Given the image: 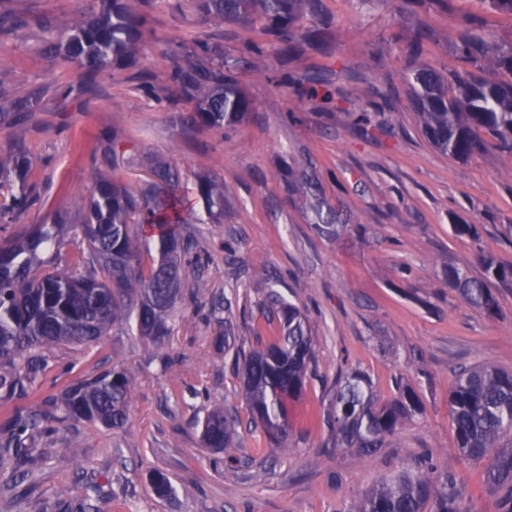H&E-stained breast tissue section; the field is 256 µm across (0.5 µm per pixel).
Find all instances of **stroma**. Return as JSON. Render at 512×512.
<instances>
[{
  "label": "stroma",
  "instance_id": "obj_1",
  "mask_svg": "<svg viewBox=\"0 0 512 512\" xmlns=\"http://www.w3.org/2000/svg\"><path fill=\"white\" fill-rule=\"evenodd\" d=\"M177 3L153 0L149 19L157 34L190 40L224 33ZM323 8L332 21L330 49L289 60L287 68H343L347 77L317 98H301L276 83L273 58L251 59L239 80L258 110L226 134L182 127L185 104L140 89L137 73L160 81L170 66L153 45L101 77L98 93L0 127V155L25 142L38 196L18 224H0V239L49 213L79 221L94 163L118 133L125 139L118 160L132 187L150 181L153 157L178 172L191 206L183 232L201 257L186 282L207 285L204 296L183 297L161 343L123 323L100 344L49 352L33 394L16 397L14 406L121 365L133 375L128 421L118 430L82 420L57 426L32 474L0 468V512H34L42 492L60 487L69 490L68 512L89 505L95 512H348L425 452L455 477L469 512H499L482 485V467L455 450L448 393L462 369L512 371V290L496 289L498 310L487 315L445 285L442 266L479 273L481 252L512 266V158L489 152L458 162L432 148L402 79L411 60L389 42L395 34L409 39L415 22L426 23L435 37L420 63L443 73L458 69L455 44L478 4L449 0L443 10L433 0H323ZM43 37L38 28L22 30L0 55L20 74L16 93L73 78L39 53ZM385 95L395 105L381 115L390 134L360 139L353 113ZM305 163L349 226L340 238L319 235L309 203L284 190L282 173ZM202 175L228 188L221 222L202 219ZM458 219L477 225L479 239L455 235ZM273 291L306 316L315 349L303 391L289 406V453L251 424L233 357L216 342L227 319L242 349L269 339L260 306ZM354 370L369 376L378 397L407 385L422 405L421 415L371 456L337 447L327 425L338 382ZM217 402L241 420L227 455L202 443V422ZM156 472L171 483L166 497L153 488Z\"/></svg>",
  "mask_w": 512,
  "mask_h": 512
}]
</instances>
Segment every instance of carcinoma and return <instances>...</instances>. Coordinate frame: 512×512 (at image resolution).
I'll list each match as a JSON object with an SVG mask.
<instances>
[{"instance_id": "obj_1", "label": "carcinoma", "mask_w": 512, "mask_h": 512, "mask_svg": "<svg viewBox=\"0 0 512 512\" xmlns=\"http://www.w3.org/2000/svg\"><path fill=\"white\" fill-rule=\"evenodd\" d=\"M148 0H90L70 25L56 29L44 16L21 12L18 0H0V44L32 25L45 34L39 51L75 80L55 89L43 88L0 105V122L12 124L20 113L47 109L46 97L67 101L92 91L100 76L127 65L151 42L171 59L164 84L157 86L146 73L136 76L150 95L173 89L177 100L192 106L186 124L219 133L234 130L258 111L236 77L245 57L221 41L191 43L159 37L148 27ZM486 12L512 15V0H477ZM192 10L216 24H237L259 30L263 43L251 42L255 54L271 53L285 60L309 49L323 51L331 27L322 0H190ZM457 56L467 69L443 75L434 68L411 69L404 76L422 134L441 153L468 160L488 148L512 157V44L497 43L485 33L484 18L472 16L461 33ZM17 81L16 72L0 63V99ZM325 82L316 72H283L277 83L299 96H310ZM384 128L370 113L353 123L355 133L370 137ZM154 180L137 191L124 183L120 168L104 162L92 173L93 190L80 206V221L70 226L52 215L32 230L0 243V407L25 393L49 367L46 351L58 345H91L116 323H134L139 335L160 342L170 334L169 320L182 297L185 256L191 241L182 233L184 198L178 177L162 160L149 162ZM32 163L18 142L12 154L0 157V222L16 223L34 205L30 181ZM291 197L311 198L313 224L328 238L348 230L321 197L314 172L290 170L283 179ZM224 182L204 177L197 184L209 219L224 217ZM153 231L158 261L145 267L148 243L131 231V224ZM81 238L86 249L57 262L65 228ZM481 271L471 275L455 264L443 267V279L468 304L493 316L498 309L495 288H512V267L491 256L479 258ZM268 321H277V335L244 353L234 349L230 323H224V350H235L234 365L251 418L267 435L287 448L288 403L298 397L313 361V340L305 317L276 292L270 294ZM132 399L128 369L114 366L90 378L68 383L58 394L27 409H14L0 434V464L35 460L38 436L45 424L73 420L122 427ZM416 393L406 386L383 400L366 376L346 375L336 390L330 415L336 441L372 455L385 446L403 423L421 414ZM449 414L457 452L473 462H487L485 488L500 500V512H512V371L491 366L460 372L449 392ZM240 421L216 404L203 421L206 448L229 451L235 445ZM349 512H468L461 505L454 478L422 456L414 469L370 489Z\"/></svg>"}]
</instances>
